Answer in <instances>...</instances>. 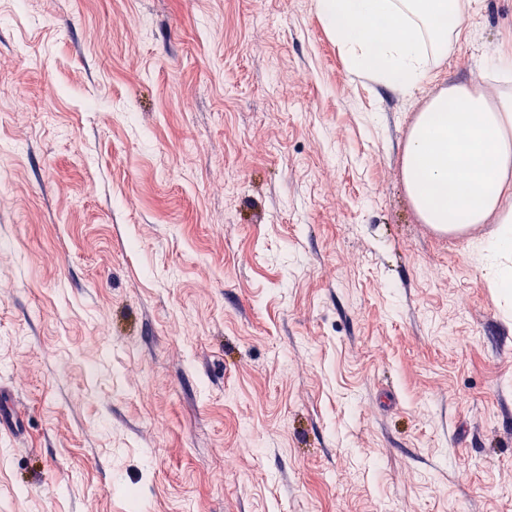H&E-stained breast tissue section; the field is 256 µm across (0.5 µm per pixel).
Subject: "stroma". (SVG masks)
I'll use <instances>...</instances> for the list:
<instances>
[{
	"instance_id": "obj_1",
	"label": "stroma",
	"mask_w": 512,
	"mask_h": 512,
	"mask_svg": "<svg viewBox=\"0 0 512 512\" xmlns=\"http://www.w3.org/2000/svg\"><path fill=\"white\" fill-rule=\"evenodd\" d=\"M410 93L317 0H0V512H512V293L416 212ZM232 468H225V459Z\"/></svg>"
}]
</instances>
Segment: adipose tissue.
<instances>
[{
  "mask_svg": "<svg viewBox=\"0 0 512 512\" xmlns=\"http://www.w3.org/2000/svg\"><path fill=\"white\" fill-rule=\"evenodd\" d=\"M349 69L408 92L428 72L427 48L448 45L447 18L459 0H318ZM405 187L421 219L454 231L496 216L499 227L483 250L488 287L512 290V94L492 96L452 85L431 100L409 135Z\"/></svg>",
  "mask_w": 512,
  "mask_h": 512,
  "instance_id": "ef3b65f1",
  "label": "adipose tissue"
}]
</instances>
